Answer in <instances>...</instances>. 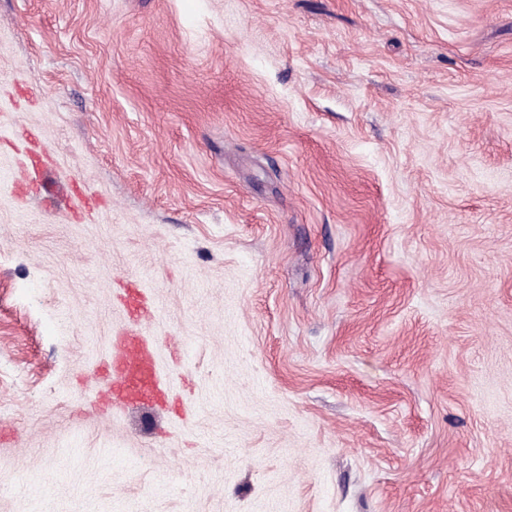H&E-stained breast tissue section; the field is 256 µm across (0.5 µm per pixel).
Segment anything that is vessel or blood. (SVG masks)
Segmentation results:
<instances>
[{"label":"vessel or blood","instance_id":"1","mask_svg":"<svg viewBox=\"0 0 512 512\" xmlns=\"http://www.w3.org/2000/svg\"><path fill=\"white\" fill-rule=\"evenodd\" d=\"M128 297L130 318L126 328L112 339L110 355L99 381L102 393L89 400L93 409L106 414L164 403L154 345L140 332L149 314L148 306L136 290H129Z\"/></svg>","mask_w":512,"mask_h":512}]
</instances>
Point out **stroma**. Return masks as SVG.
<instances>
[{
  "label": "stroma",
  "mask_w": 512,
  "mask_h": 512,
  "mask_svg": "<svg viewBox=\"0 0 512 512\" xmlns=\"http://www.w3.org/2000/svg\"><path fill=\"white\" fill-rule=\"evenodd\" d=\"M0 512H512V0H0ZM133 304L126 328L112 339L110 355L102 368L99 386L103 395L91 397L95 410L112 414L142 405L162 406L164 395L159 384L153 342L140 333L149 310L137 291L128 289Z\"/></svg>",
  "instance_id": "1"
}]
</instances>
